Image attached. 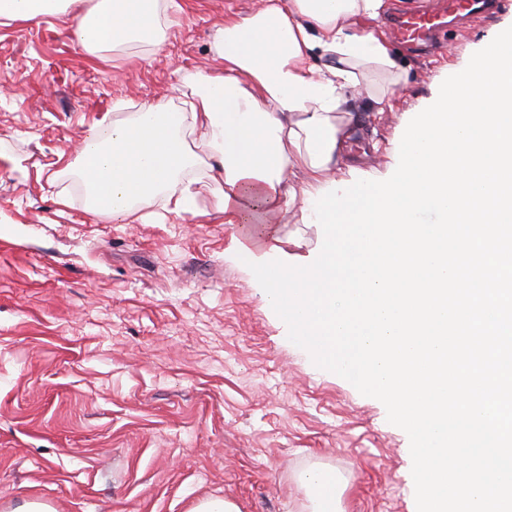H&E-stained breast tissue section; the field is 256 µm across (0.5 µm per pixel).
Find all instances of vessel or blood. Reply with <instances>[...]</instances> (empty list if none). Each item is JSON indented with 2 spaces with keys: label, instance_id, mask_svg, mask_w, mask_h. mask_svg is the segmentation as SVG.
I'll return each mask as SVG.
<instances>
[{
  "label": "vessel or blood",
  "instance_id": "b4317fda",
  "mask_svg": "<svg viewBox=\"0 0 512 512\" xmlns=\"http://www.w3.org/2000/svg\"><path fill=\"white\" fill-rule=\"evenodd\" d=\"M492 6V0H438L435 7L392 16L388 23L401 42H427L443 32L449 17H471Z\"/></svg>",
  "mask_w": 512,
  "mask_h": 512
}]
</instances>
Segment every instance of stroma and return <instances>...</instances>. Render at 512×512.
Segmentation results:
<instances>
[{
    "mask_svg": "<svg viewBox=\"0 0 512 512\" xmlns=\"http://www.w3.org/2000/svg\"><path fill=\"white\" fill-rule=\"evenodd\" d=\"M97 2L0 25V512H311L310 470L341 478V512H416L407 434L289 340L216 211L223 184L197 183L196 218L158 198L123 222L87 212L83 137L145 104L180 111L216 24L257 0H176L155 35L86 50L72 22ZM511 26L495 0L437 46L395 44L407 81L387 110L354 101L347 162L385 169L406 113ZM274 234L304 254L319 228L293 208Z\"/></svg>",
    "mask_w": 512,
    "mask_h": 512,
    "instance_id": "stroma-1",
    "label": "stroma"
}]
</instances>
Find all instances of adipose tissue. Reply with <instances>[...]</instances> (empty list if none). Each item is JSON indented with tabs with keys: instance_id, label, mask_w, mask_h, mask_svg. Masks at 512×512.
Segmentation results:
<instances>
[{
	"instance_id": "obj_1",
	"label": "adipose tissue",
	"mask_w": 512,
	"mask_h": 512,
	"mask_svg": "<svg viewBox=\"0 0 512 512\" xmlns=\"http://www.w3.org/2000/svg\"><path fill=\"white\" fill-rule=\"evenodd\" d=\"M71 0H0V25L66 15ZM158 0H101L73 27L89 49L116 48L157 27ZM383 0H259L247 15L215 29L211 64L192 73L188 112L142 106L108 136L90 132L78 153L92 214L133 215L161 198L181 216L197 208V164L184 123L201 131L224 183L218 210L225 223L273 224L290 206L306 209L311 193L338 180L348 142L358 135L353 101L368 72L399 84L405 73L387 41L363 28ZM304 170L307 190L288 186Z\"/></svg>"
}]
</instances>
